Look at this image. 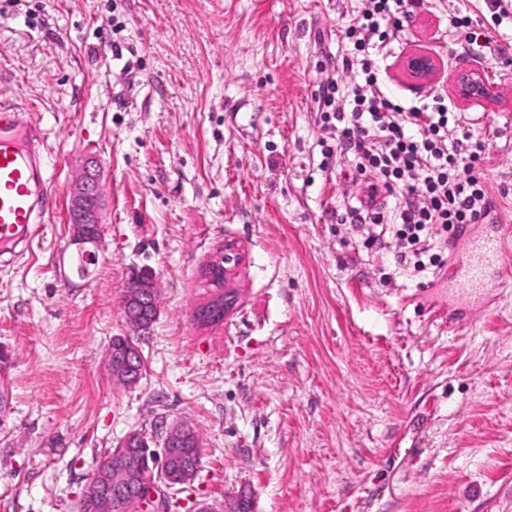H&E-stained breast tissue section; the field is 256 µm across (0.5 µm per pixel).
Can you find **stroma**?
I'll return each mask as SVG.
<instances>
[{
    "instance_id": "stroma-1",
    "label": "stroma",
    "mask_w": 512,
    "mask_h": 512,
    "mask_svg": "<svg viewBox=\"0 0 512 512\" xmlns=\"http://www.w3.org/2000/svg\"><path fill=\"white\" fill-rule=\"evenodd\" d=\"M363 0H0V97L51 134L58 209L23 258L0 255V512H78L127 433L199 430L177 512L240 491L252 512H512V284L490 310L414 273L348 223L353 157L322 167L325 80L346 89L341 30ZM489 31L468 52L453 15ZM431 59L423 79L409 60ZM383 91L438 92L479 118L480 170L512 226V13L423 0L380 52ZM485 77L461 98L458 77ZM104 222L84 264L68 204L88 158ZM232 246L235 307L194 315ZM148 270L158 315L136 332L126 283ZM469 319L448 330L449 308ZM132 338L140 383L110 373ZM126 343L123 336L115 337L112 340V346L109 347L107 357L108 365L112 371V365L120 368L125 376V385L128 387L136 386L143 375L142 356L138 346L127 338V344L120 349L112 347H120Z\"/></svg>"
}]
</instances>
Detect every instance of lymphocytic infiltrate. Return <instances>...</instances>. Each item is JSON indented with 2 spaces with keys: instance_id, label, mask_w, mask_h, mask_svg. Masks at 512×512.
I'll return each instance as SVG.
<instances>
[{
  "instance_id": "obj_1",
  "label": "lymphocytic infiltrate",
  "mask_w": 512,
  "mask_h": 512,
  "mask_svg": "<svg viewBox=\"0 0 512 512\" xmlns=\"http://www.w3.org/2000/svg\"><path fill=\"white\" fill-rule=\"evenodd\" d=\"M419 0H364L359 15L344 29L345 38L360 52V82L344 101L327 81L318 102L319 121L331 137L323 149V165L337 154H353L360 174L368 176L369 196L385 190L395 196L396 231L385 227V216L373 210L352 215L355 224L372 225L369 239L392 237L400 263L425 267V238L472 224L487 212L492 197L484 177L475 170L485 140L475 134L444 96L408 107L395 103L381 89L374 49L394 39Z\"/></svg>"
}]
</instances>
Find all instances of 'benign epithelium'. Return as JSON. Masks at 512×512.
I'll list each match as a JSON object with an SVG mask.
<instances>
[{
  "mask_svg": "<svg viewBox=\"0 0 512 512\" xmlns=\"http://www.w3.org/2000/svg\"><path fill=\"white\" fill-rule=\"evenodd\" d=\"M484 86L482 78L475 72L465 73L459 80V92L472 97ZM69 223L73 226L75 240L80 244L95 243L103 224L99 174L89 167L77 179L75 191L69 204ZM240 257L228 248L214 266L224 269L229 277L239 264ZM158 292L157 281L131 279L126 284L122 307L128 310L130 320L141 323L139 309L153 305ZM108 365L120 368L125 376V385L133 387L142 379V356L138 346L127 340L120 349L109 348ZM165 447L153 448L146 436L130 432L123 437L112 452L104 456L93 479L85 486L84 497L95 498L107 489L118 491L134 483L140 503L150 505L155 512H164L163 501L168 479L163 475Z\"/></svg>",
  "mask_w": 512,
  "mask_h": 512,
  "instance_id": "obj_1",
  "label": "benign epithelium"
}]
</instances>
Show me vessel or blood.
<instances>
[{"label": "vessel or blood", "mask_w": 512, "mask_h": 512, "mask_svg": "<svg viewBox=\"0 0 512 512\" xmlns=\"http://www.w3.org/2000/svg\"><path fill=\"white\" fill-rule=\"evenodd\" d=\"M56 207L45 132L25 125L21 108L0 101V245L29 241L33 227L49 222ZM477 226L446 275L452 293L486 305L492 284L512 275L506 264L512 256V227L503 224L495 206Z\"/></svg>", "instance_id": "obj_1"}]
</instances>
